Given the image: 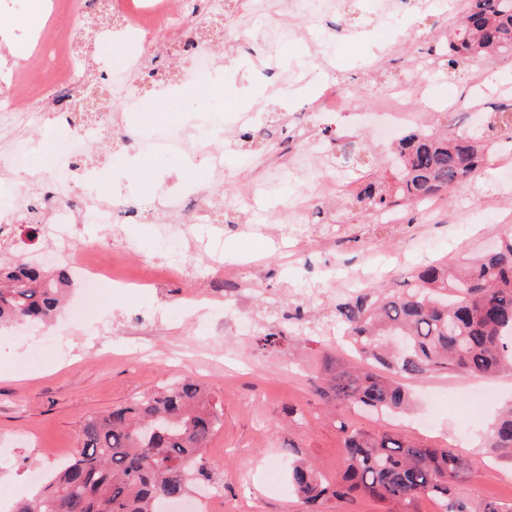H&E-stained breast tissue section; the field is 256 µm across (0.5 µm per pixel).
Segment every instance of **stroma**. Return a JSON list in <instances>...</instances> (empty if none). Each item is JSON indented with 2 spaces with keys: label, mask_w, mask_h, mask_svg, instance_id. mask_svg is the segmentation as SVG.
Here are the masks:
<instances>
[{
  "label": "stroma",
  "mask_w": 512,
  "mask_h": 512,
  "mask_svg": "<svg viewBox=\"0 0 512 512\" xmlns=\"http://www.w3.org/2000/svg\"><path fill=\"white\" fill-rule=\"evenodd\" d=\"M47 18H34V0L19 10L0 7L9 24L8 54L0 53V79L17 75L34 90V107L54 101L59 92L43 81L45 55L31 43L43 24L79 26L95 34L100 10L94 0H50ZM464 0H420L417 25L399 10L380 13L379 0H342L333 25L318 21L315 35L324 53L304 41L264 47L262 33L269 14L253 4L224 13L223 33L211 37L220 63L231 64L235 77L225 89L201 88L193 96L168 100L145 82L149 70L176 76L183 66L171 45L173 30L146 33L138 66H130L117 40H95L85 54V73L94 104L121 115L112 127V147L86 158L97 168L96 197L116 206H131L130 224L77 227L72 248L93 245L97 262L112 266V252L130 245L127 275L141 279L140 289L104 290L93 299L85 320L58 317L52 324L0 330V488L22 489L31 496L35 468L52 469L78 446L83 419L94 412L135 399L151 389L190 375L209 385L223 408V421L205 449L204 463L224 494L202 512H302L289 481L296 461L314 463L335 479L345 460L341 424L372 433H393L433 448H450L469 466L460 485L471 499H512V456L489 453L484 431L494 409L512 403V372L491 378L435 373L402 378L414 407L406 415H363L335 409L319 400L312 379L324 369V354L348 362L339 350V333L322 329L334 318L340 299L325 274L347 265L363 276L373 292L409 287L422 265L487 250L512 229V139L494 138L486 164L464 183L438 196L431 212L403 213L402 221L377 229L370 217L351 204H323L319 175L287 180L274 192L258 188L254 199H239L242 185L289 143L296 122H305L303 149L330 147L333 138L351 133L363 143L359 157L330 155L326 172L364 163L371 171L393 174L385 157L390 142L353 123L351 116L330 125L316 121L311 109L317 85L326 78L356 89L361 111H375L379 96L407 74L458 13ZM272 69L274 84L260 78ZM120 71L145 102L153 104L151 120L168 126L193 120L203 107L223 112L224 124L209 140V149L224 156L221 179L209 178L206 160L196 162L197 179L207 181L199 205L202 229L223 246L221 256L186 253L181 271L168 270L161 253L151 250L155 226L165 215L166 200L187 189L179 159L154 154L145 162L146 184L136 189L112 179L123 162L114 157L124 131L142 124L108 92V74ZM430 92L441 102L433 119L438 131H467L464 111L494 113L512 105V56L449 70L445 62L426 72ZM287 97V109L272 101ZM248 138H241V130ZM357 234L354 242H337L333 225ZM309 315L305 324L289 321L296 306ZM278 333L276 346L262 350L257 338ZM69 349L57 357L53 341Z\"/></svg>",
  "instance_id": "obj_1"
}]
</instances>
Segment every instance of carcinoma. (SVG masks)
I'll return each mask as SVG.
<instances>
[{
  "instance_id": "cac0c4a2",
  "label": "carcinoma",
  "mask_w": 512,
  "mask_h": 512,
  "mask_svg": "<svg viewBox=\"0 0 512 512\" xmlns=\"http://www.w3.org/2000/svg\"><path fill=\"white\" fill-rule=\"evenodd\" d=\"M447 65L512 56V0H465L448 30ZM487 130L512 131V112L495 113ZM485 135L414 131L396 147V190L371 181L355 204L369 215L404 210L468 180L487 159ZM73 280L62 270L24 261L0 262V326L48 322ZM342 338L361 363L333 365L313 381L332 406L362 411H403L409 393L398 377L429 373L486 376L512 370V236L496 247L463 256L453 265L420 269L415 287L374 296L360 292L336 305ZM223 411L208 389L190 379L149 391L140 399L87 415L79 449L15 512H159L164 497L184 498L210 472L204 449ZM346 465L336 485L312 463L291 471L303 502L359 492L380 502L410 505L433 498L441 512H512V502L469 500L457 492L466 463L450 448H427L389 433L342 427ZM486 448L512 455V407L485 433Z\"/></svg>"
}]
</instances>
